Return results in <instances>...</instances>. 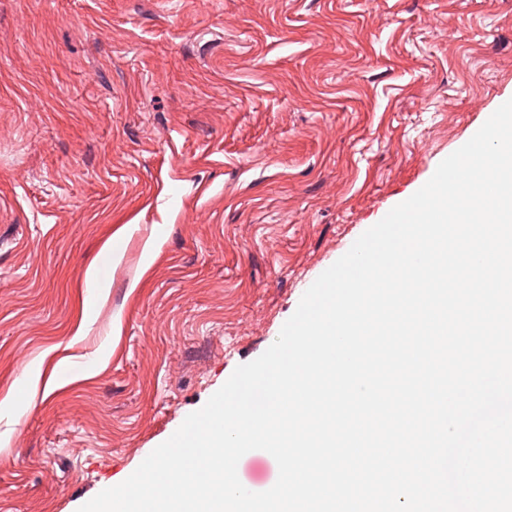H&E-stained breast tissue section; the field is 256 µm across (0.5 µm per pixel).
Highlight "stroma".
<instances>
[{
  "label": "stroma",
  "instance_id": "obj_1",
  "mask_svg": "<svg viewBox=\"0 0 512 512\" xmlns=\"http://www.w3.org/2000/svg\"><path fill=\"white\" fill-rule=\"evenodd\" d=\"M508 98L512 0H0V512L128 478Z\"/></svg>",
  "mask_w": 512,
  "mask_h": 512
}]
</instances>
